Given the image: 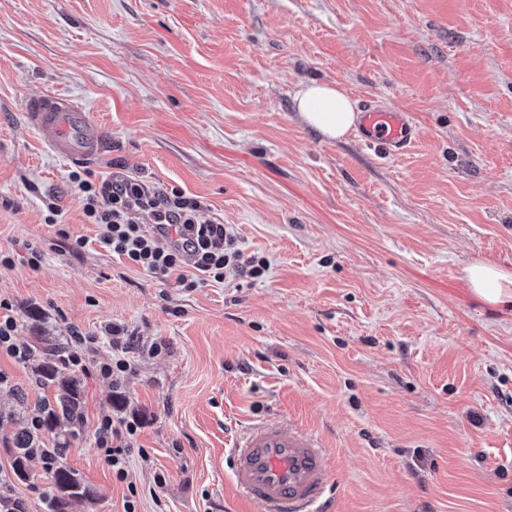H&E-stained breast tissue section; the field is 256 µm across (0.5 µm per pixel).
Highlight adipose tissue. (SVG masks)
<instances>
[{"label": "adipose tissue", "instance_id": "1", "mask_svg": "<svg viewBox=\"0 0 512 512\" xmlns=\"http://www.w3.org/2000/svg\"><path fill=\"white\" fill-rule=\"evenodd\" d=\"M303 121L329 139L343 137L354 125L356 114L348 95L338 86L311 83L295 96ZM472 291L490 303L512 300V275L502 269L474 263L465 270Z\"/></svg>", "mask_w": 512, "mask_h": 512}]
</instances>
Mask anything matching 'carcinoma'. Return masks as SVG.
I'll return each instance as SVG.
<instances>
[{
  "label": "carcinoma",
  "instance_id": "obj_1",
  "mask_svg": "<svg viewBox=\"0 0 512 512\" xmlns=\"http://www.w3.org/2000/svg\"><path fill=\"white\" fill-rule=\"evenodd\" d=\"M27 317L36 322L27 364L36 384L50 391V396L32 404L23 391L14 393L16 410L8 418L23 425L5 448L12 457L13 474L20 481L30 478V463L40 459L50 478L46 491L49 512H71L74 502L92 503L99 497L97 490L65 463L75 429L84 423L81 379L68 373L66 347L58 337L46 334L41 309L29 307ZM31 419L37 426L29 425Z\"/></svg>",
  "mask_w": 512,
  "mask_h": 512
}]
</instances>
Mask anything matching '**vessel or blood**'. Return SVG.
I'll return each mask as SVG.
<instances>
[{
    "label": "vessel or blood",
    "instance_id": "b4317fda",
    "mask_svg": "<svg viewBox=\"0 0 512 512\" xmlns=\"http://www.w3.org/2000/svg\"><path fill=\"white\" fill-rule=\"evenodd\" d=\"M23 110L54 156L75 162L103 152V130L77 98L33 96ZM356 131L362 142L392 156L405 152L418 135L408 113L370 98L360 102ZM232 455L233 486L260 512H324L333 482L324 447L314 434L288 421L256 424L234 442Z\"/></svg>",
    "mask_w": 512,
    "mask_h": 512
}]
</instances>
